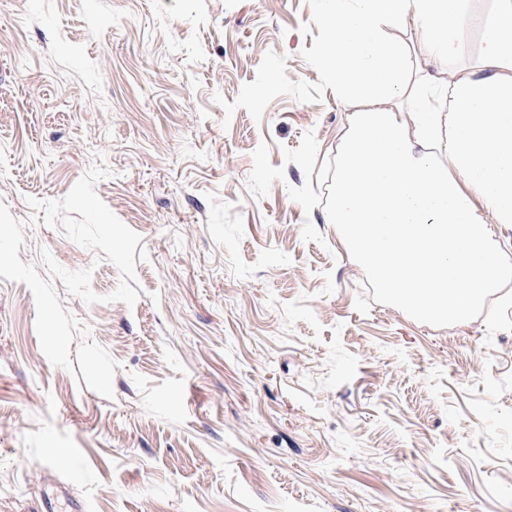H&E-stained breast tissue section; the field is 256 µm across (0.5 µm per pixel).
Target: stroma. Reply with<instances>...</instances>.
Wrapping results in <instances>:
<instances>
[{"instance_id":"obj_1","label":"stroma","mask_w":512,"mask_h":512,"mask_svg":"<svg viewBox=\"0 0 512 512\" xmlns=\"http://www.w3.org/2000/svg\"><path fill=\"white\" fill-rule=\"evenodd\" d=\"M500 0H467L464 75ZM322 0H0V202L23 262L119 272L25 199L96 192L141 241L139 299L56 290L113 399L44 356L0 277V512H512V280L462 322L378 287L331 222L362 101Z\"/></svg>"}]
</instances>
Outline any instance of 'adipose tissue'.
<instances>
[{"label": "adipose tissue", "instance_id": "ef3b65f1", "mask_svg": "<svg viewBox=\"0 0 512 512\" xmlns=\"http://www.w3.org/2000/svg\"><path fill=\"white\" fill-rule=\"evenodd\" d=\"M501 2L483 64L458 78L422 68L384 26L455 55L462 0H322L325 67L371 105L350 119L333 222L378 286L430 320L463 319L512 278L492 230L512 224V0ZM415 70L420 90L397 118Z\"/></svg>", "mask_w": 512, "mask_h": 512}]
</instances>
